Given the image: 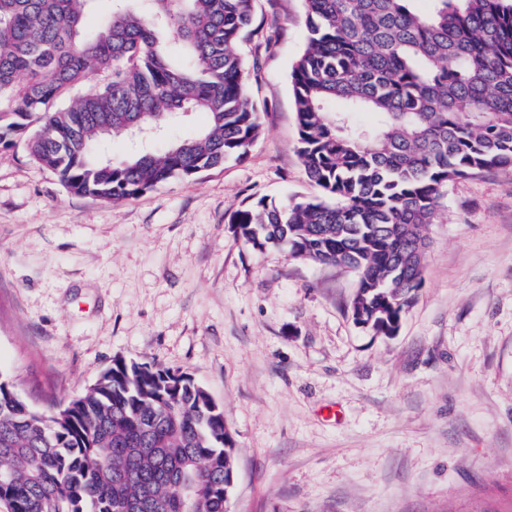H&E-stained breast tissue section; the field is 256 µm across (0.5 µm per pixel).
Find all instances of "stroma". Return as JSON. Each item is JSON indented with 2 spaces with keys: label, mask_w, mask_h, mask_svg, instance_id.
Masks as SVG:
<instances>
[{
  "label": "stroma",
  "mask_w": 512,
  "mask_h": 512,
  "mask_svg": "<svg viewBox=\"0 0 512 512\" xmlns=\"http://www.w3.org/2000/svg\"><path fill=\"white\" fill-rule=\"evenodd\" d=\"M254 24L246 161L109 203L0 147V373L41 412L118 358L191 374L235 441L230 512H512V170L449 184L398 331L359 327L353 271L229 222L318 193L295 151L303 2L256 0Z\"/></svg>",
  "instance_id": "35a3bbf8"
}]
</instances>
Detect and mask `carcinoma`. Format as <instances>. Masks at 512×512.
<instances>
[{
  "label": "carcinoma",
  "instance_id": "obj_1",
  "mask_svg": "<svg viewBox=\"0 0 512 512\" xmlns=\"http://www.w3.org/2000/svg\"><path fill=\"white\" fill-rule=\"evenodd\" d=\"M0 0V144L77 195L117 202L242 160L262 131L240 46L255 0ZM292 65L296 151L319 194L230 216L256 250L357 275L354 320L395 334L423 286L427 241L448 183L512 169V0H303ZM88 91L81 87L89 81ZM341 103L337 111L329 106ZM194 114L195 136L121 161L101 144ZM234 440L195 379L117 359L50 413L0 373V504L7 512H228Z\"/></svg>",
  "mask_w": 512,
  "mask_h": 512
}]
</instances>
